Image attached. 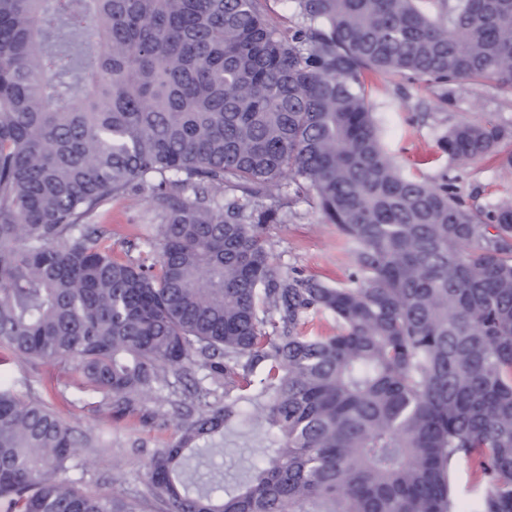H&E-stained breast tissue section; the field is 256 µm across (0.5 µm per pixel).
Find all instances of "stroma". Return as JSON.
Returning a JSON list of instances; mask_svg holds the SVG:
<instances>
[{"instance_id":"35a3bbf8","label":"stroma","mask_w":512,"mask_h":512,"mask_svg":"<svg viewBox=\"0 0 512 512\" xmlns=\"http://www.w3.org/2000/svg\"><path fill=\"white\" fill-rule=\"evenodd\" d=\"M383 146L407 175L434 180L447 176L466 204L483 208L512 195V179L489 160L461 162L439 148L441 136L462 122H491L512 129V91L479 82L428 87L401 76L378 80L371 90ZM281 223L268 229L274 264L282 271L298 270L303 276L333 283L349 268L348 252L334 225L324 219L309 195H301L281 209ZM101 223L111 225L117 253L136 243L138 227L155 223L149 198L116 197L106 204ZM204 373L192 371L178 378L176 393L162 391L147 402L146 413L116 420L108 413L82 409L75 373L50 365H33L10 351L0 349V384L20 396H35L52 404L81 431L95 437L88 454V468L71 475L80 490L92 494L114 493L143 501L144 512H166L165 506L144 502L145 465L153 452L174 435L176 413L189 404L187 393L203 381ZM260 429L236 425L224 432L226 451L218 463L224 472L235 473L240 455L261 448Z\"/></svg>"}]
</instances>
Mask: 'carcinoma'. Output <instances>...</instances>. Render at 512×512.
Instances as JSON below:
<instances>
[{"label": "carcinoma", "mask_w": 512, "mask_h": 512, "mask_svg": "<svg viewBox=\"0 0 512 512\" xmlns=\"http://www.w3.org/2000/svg\"><path fill=\"white\" fill-rule=\"evenodd\" d=\"M288 6L283 31L260 0H0V348L116 416L207 371L224 396L196 386L148 464L169 512H461L459 461L474 512H512V198L474 210L404 176L367 83L512 90V0ZM511 138L459 123L440 148L511 175ZM142 191L162 224L122 258L97 218ZM305 191L350 257L334 286L271 260ZM313 311L332 333L305 334ZM247 415L266 461L223 495L203 458ZM90 445L0 386V508L142 512L76 486Z\"/></svg>", "instance_id": "1"}]
</instances>
